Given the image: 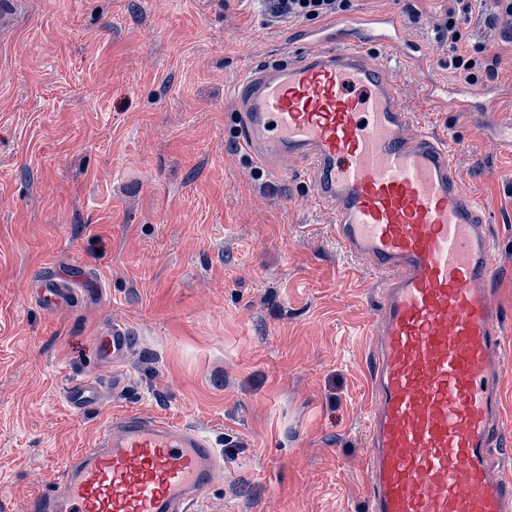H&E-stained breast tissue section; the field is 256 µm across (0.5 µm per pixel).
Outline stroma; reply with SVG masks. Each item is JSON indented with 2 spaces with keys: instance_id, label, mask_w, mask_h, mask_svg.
Listing matches in <instances>:
<instances>
[{
  "instance_id": "stroma-1",
  "label": "stroma",
  "mask_w": 512,
  "mask_h": 512,
  "mask_svg": "<svg viewBox=\"0 0 512 512\" xmlns=\"http://www.w3.org/2000/svg\"><path fill=\"white\" fill-rule=\"evenodd\" d=\"M448 0H353L398 13L430 76L460 82L433 24ZM475 0L464 46L512 86V41ZM313 23L267 26L251 0H8L0 7V512L32 495L101 424L145 410L210 436L224 470L207 512H366L364 307L376 276L341 252L295 165L267 190L237 144L245 66L298 49ZM400 89L491 219L495 300L512 315V153ZM52 264L79 302L30 284ZM125 323L124 391L69 409L60 387L103 380L92 338ZM31 296L35 305L48 313L70 307L75 300V292L68 280L57 275L48 264L32 281Z\"/></svg>"
}]
</instances>
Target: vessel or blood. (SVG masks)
<instances>
[{"label":"vessel or blood","mask_w":512,"mask_h":512,"mask_svg":"<svg viewBox=\"0 0 512 512\" xmlns=\"http://www.w3.org/2000/svg\"><path fill=\"white\" fill-rule=\"evenodd\" d=\"M313 49L247 67L236 88L241 149L273 177L306 167L317 206L331 209L344 253L380 277L368 303L372 336L366 512H512V425L504 418V310L494 301V238L459 180L447 140L417 120L399 90L404 64L432 61L406 40L398 15L340 19ZM424 98L480 117L512 149V122L492 110L497 89L423 83ZM36 306L70 307L75 292L45 266ZM116 368L132 350L111 322L94 338ZM124 380L67 384L73 410L99 407ZM223 466L210 437L159 415L112 414L33 495L29 512H204Z\"/></svg>","instance_id":"vessel-or-blood-1"}]
</instances>
